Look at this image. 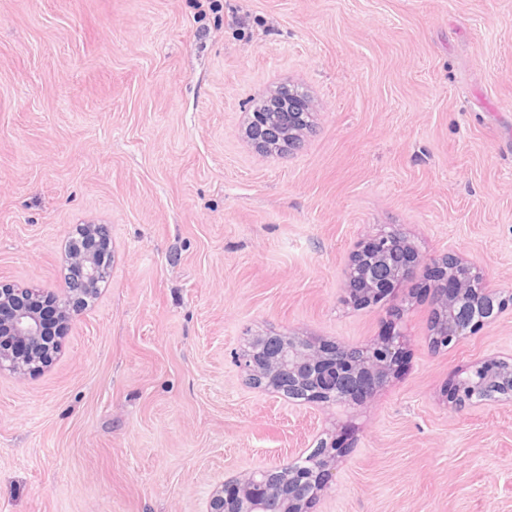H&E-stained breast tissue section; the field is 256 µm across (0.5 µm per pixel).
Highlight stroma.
<instances>
[{"instance_id":"1","label":"stroma","mask_w":512,"mask_h":512,"mask_svg":"<svg viewBox=\"0 0 512 512\" xmlns=\"http://www.w3.org/2000/svg\"><path fill=\"white\" fill-rule=\"evenodd\" d=\"M283 84L315 103L286 156L246 135ZM84 224L105 281L47 367L0 372V512H206L331 437L313 512H512V405L450 401L512 354V304L436 349L403 285L406 361L344 408L237 362L382 336V308L342 301L379 229L512 295V0H0V281L62 295Z\"/></svg>"}]
</instances>
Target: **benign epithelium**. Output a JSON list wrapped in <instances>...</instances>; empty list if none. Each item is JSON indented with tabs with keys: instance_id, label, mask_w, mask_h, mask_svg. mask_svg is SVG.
Listing matches in <instances>:
<instances>
[{
	"instance_id": "1",
	"label": "benign epithelium",
	"mask_w": 512,
	"mask_h": 512,
	"mask_svg": "<svg viewBox=\"0 0 512 512\" xmlns=\"http://www.w3.org/2000/svg\"><path fill=\"white\" fill-rule=\"evenodd\" d=\"M275 96L288 100L286 107L250 113L247 134L256 148L270 151L282 144L297 145L308 124L313 103L281 87ZM90 244L67 254L77 274L65 282L59 299L41 290L0 282V371L6 369L22 380L34 374L57 353L61 340L82 301L98 287L104 266L95 240L108 237L101 224H85ZM389 267L382 280L376 268ZM431 270V329L433 335L456 344L504 307L495 293L476 285L478 273L455 253L425 259L419 250L394 230L369 234L352 254L346 269L344 301L370 306L387 300L393 287L413 280L421 268ZM404 333L392 329L367 347L368 354L354 368L355 381L346 390L327 382L345 364L344 345L317 342L309 336H283L270 348V337L259 338L242 355L239 364L248 380L265 384L279 393L302 389L301 401L347 406L353 400L375 395L397 363ZM512 402V362L490 358L470 367L456 380L455 409L467 411L485 400ZM336 442H318L304 458L270 469L247 471L226 482L211 496L208 512H308L324 488Z\"/></svg>"
}]
</instances>
